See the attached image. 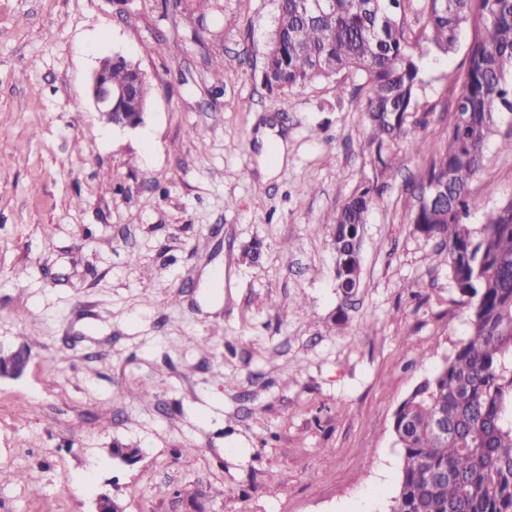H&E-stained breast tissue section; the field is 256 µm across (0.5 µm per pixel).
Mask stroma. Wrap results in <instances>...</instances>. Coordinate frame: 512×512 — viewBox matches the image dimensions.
I'll list each match as a JSON object with an SVG mask.
<instances>
[{
	"instance_id": "obj_1",
	"label": "stroma",
	"mask_w": 512,
	"mask_h": 512,
	"mask_svg": "<svg viewBox=\"0 0 512 512\" xmlns=\"http://www.w3.org/2000/svg\"><path fill=\"white\" fill-rule=\"evenodd\" d=\"M275 16V0H215L203 21L162 0H0V344L30 349L0 378V512H93L103 493L124 512H386L394 414L469 334L408 185L429 161L413 142L448 135L471 33L424 51L388 178L364 75L264 87ZM116 52L152 86L135 129L89 95ZM269 122L288 158L265 180ZM510 139L499 120L469 224L512 199ZM368 180L347 299L325 218Z\"/></svg>"
}]
</instances>
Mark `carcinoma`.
Returning <instances> with one entry per match:
<instances>
[{"label": "carcinoma", "mask_w": 512, "mask_h": 512, "mask_svg": "<svg viewBox=\"0 0 512 512\" xmlns=\"http://www.w3.org/2000/svg\"><path fill=\"white\" fill-rule=\"evenodd\" d=\"M276 0V26L265 50L262 79L270 91L298 88L343 71L365 74L369 145L381 172L395 167L385 149L404 132L420 83L418 39L410 37L403 0H326L300 9ZM421 37L436 51L470 26L468 68L445 144L424 142L430 156L419 189L448 180L431 203L416 200L417 231L448 249V271L472 307L470 334L420 381L393 418L402 466L390 512H512V200L479 227L464 222L477 205L469 184L481 168L485 142L501 118L512 119V0H422ZM107 78L127 92L117 112L148 110L151 88L140 65L112 54ZM377 188L357 189L327 223L335 225L336 287L351 297L361 277L359 226ZM442 419L448 435L434 422Z\"/></svg>", "instance_id": "cac0c4a2"}]
</instances>
